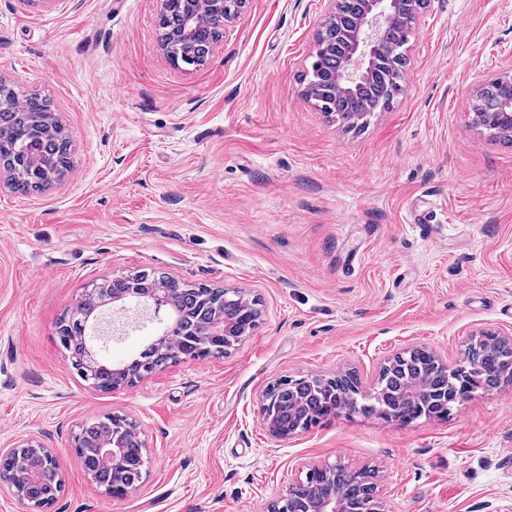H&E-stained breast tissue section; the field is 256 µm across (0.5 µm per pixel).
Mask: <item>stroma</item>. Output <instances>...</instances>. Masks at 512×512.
<instances>
[{
  "label": "stroma",
  "mask_w": 512,
  "mask_h": 512,
  "mask_svg": "<svg viewBox=\"0 0 512 512\" xmlns=\"http://www.w3.org/2000/svg\"><path fill=\"white\" fill-rule=\"evenodd\" d=\"M329 0H247L203 65L171 62L161 0H0V79L53 102L72 167L0 186V448L59 458L48 512H263L314 467L374 470L381 512H512V386L402 426L346 413L277 438L263 391L397 354L455 361L512 335V143L473 126L512 70V0H431L393 107L349 128L305 95ZM434 224H411L415 210ZM145 271L242 291L261 319L224 357L91 388L58 319L85 288ZM133 419L143 477L105 494L74 437Z\"/></svg>",
  "instance_id": "35a3bbf8"
}]
</instances>
